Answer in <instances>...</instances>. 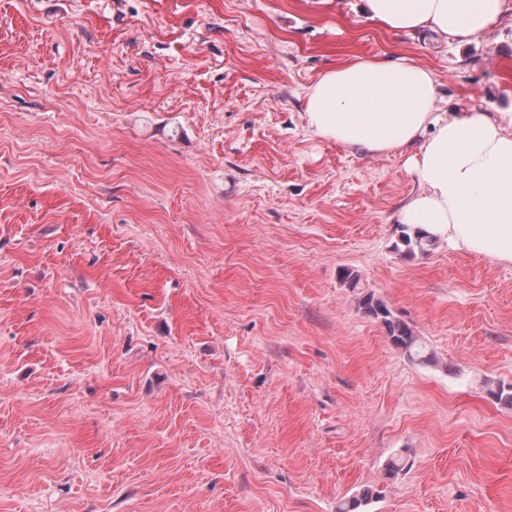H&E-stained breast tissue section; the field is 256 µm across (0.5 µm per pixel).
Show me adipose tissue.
Here are the masks:
<instances>
[{"label":"adipose tissue","mask_w":512,"mask_h":512,"mask_svg":"<svg viewBox=\"0 0 512 512\" xmlns=\"http://www.w3.org/2000/svg\"><path fill=\"white\" fill-rule=\"evenodd\" d=\"M393 32L465 41L512 10V0H362ZM434 73L411 59L361 57L309 86L305 118L316 136L375 156L399 155L418 192L401 223L455 248L512 263V114L444 112Z\"/></svg>","instance_id":"1"}]
</instances>
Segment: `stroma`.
Masks as SVG:
<instances>
[{
    "mask_svg": "<svg viewBox=\"0 0 512 512\" xmlns=\"http://www.w3.org/2000/svg\"><path fill=\"white\" fill-rule=\"evenodd\" d=\"M391 54L512 113V12L460 43L361 0H0V512H512V264L403 255L404 158L304 116ZM358 300L362 312L379 322L386 335L395 348L411 362L422 366H437L439 364L435 354L428 348L409 323L399 319L376 297L372 291H362ZM380 491L372 486L360 487L354 494L343 500L337 512H366L364 508L380 495Z\"/></svg>",
    "mask_w": 512,
    "mask_h": 512,
    "instance_id": "35a3bbf8",
    "label": "stroma"
}]
</instances>
